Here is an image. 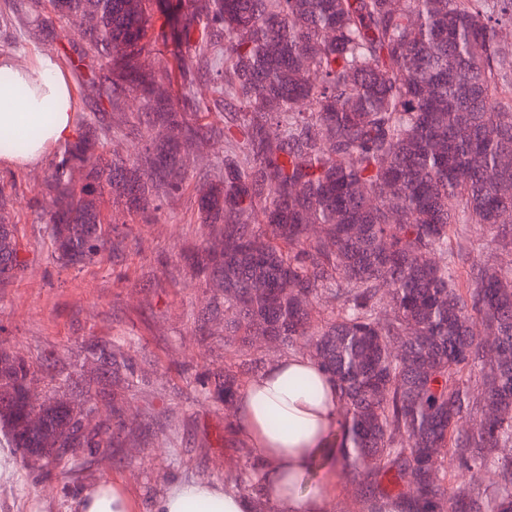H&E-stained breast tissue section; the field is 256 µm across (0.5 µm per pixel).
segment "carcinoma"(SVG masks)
Instances as JSON below:
<instances>
[{"instance_id":"1","label":"carcinoma","mask_w":512,"mask_h":512,"mask_svg":"<svg viewBox=\"0 0 512 512\" xmlns=\"http://www.w3.org/2000/svg\"><path fill=\"white\" fill-rule=\"evenodd\" d=\"M0 18L76 30L82 43L60 59L86 67L95 92L33 203L55 262L123 255L126 222L104 201L153 224L191 190L202 241L184 260L213 292L204 320L225 317L231 359L256 339L309 346L339 388L336 461L361 496L403 512H512V269L470 261L463 244L468 225L512 240V96L498 97L512 76L499 42L512 0H0ZM200 83L217 96L180 92ZM131 97L140 110L115 119ZM143 124L136 157L104 151L113 129ZM36 132L0 148L20 153ZM202 142L224 150L222 166L189 186L186 158ZM11 208L0 188V286L28 267ZM320 299L329 310L315 316ZM475 316L493 340L473 333ZM86 347L102 371L85 393L104 395L101 378L131 357ZM41 372L0 347V443L69 478L114 447L121 416L95 420L63 393L30 407ZM198 383L226 404L243 387L232 370ZM483 402L495 410L470 431ZM475 468L499 480L471 487Z\"/></svg>"}]
</instances>
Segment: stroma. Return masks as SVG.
I'll return each instance as SVG.
<instances>
[{"label": "stroma", "instance_id": "obj_1", "mask_svg": "<svg viewBox=\"0 0 512 512\" xmlns=\"http://www.w3.org/2000/svg\"><path fill=\"white\" fill-rule=\"evenodd\" d=\"M58 40L18 35L0 22V53L17 65L57 57ZM49 173L48 163L0 168V187L12 193L18 235L29 260L25 274L0 288V346L14 354L49 356L61 367L95 371L81 346L95 337L123 345L139 385L113 381L111 397L125 419L121 447L105 453L78 480L44 463L0 483V512H65L83 485L120 482L140 508L182 476L236 480L253 456L234 437V410L203 401L196 373L223 368L224 327L203 323L211 294L195 284L179 255L197 241L193 198H170L155 224L128 227L123 260L63 267L51 258L44 218L30 206ZM470 255L496 268L512 267V244L476 227L465 230Z\"/></svg>", "mask_w": 512, "mask_h": 512}]
</instances>
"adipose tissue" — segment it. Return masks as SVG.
<instances>
[{"label": "adipose tissue", "instance_id": "ef3b65f1", "mask_svg": "<svg viewBox=\"0 0 512 512\" xmlns=\"http://www.w3.org/2000/svg\"><path fill=\"white\" fill-rule=\"evenodd\" d=\"M45 110L50 121L23 153L0 150V166L22 169L38 164L76 129L70 78L58 63L41 55L21 67L11 55L0 53V134H16ZM275 418L280 427L272 426ZM233 430L255 450L259 494L276 512H333L339 391L313 359L292 353L255 373L240 394ZM135 508L120 483L102 481L84 487L69 512ZM149 512H252V504L231 483L189 477L154 498Z\"/></svg>", "mask_w": 512, "mask_h": 512}]
</instances>
